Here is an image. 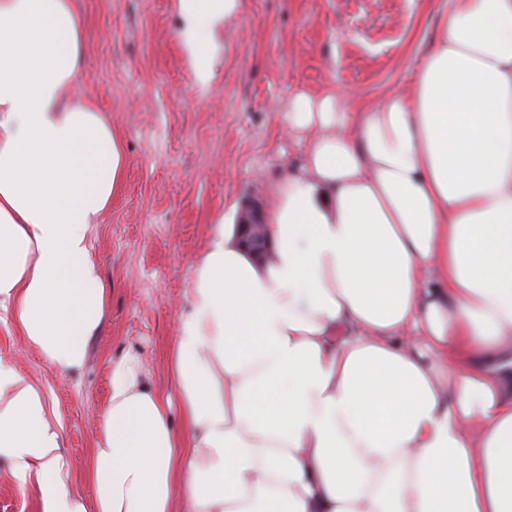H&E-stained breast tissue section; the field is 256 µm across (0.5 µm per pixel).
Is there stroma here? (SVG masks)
Masks as SVG:
<instances>
[{
	"instance_id": "1",
	"label": "stroma",
	"mask_w": 512,
	"mask_h": 512,
	"mask_svg": "<svg viewBox=\"0 0 512 512\" xmlns=\"http://www.w3.org/2000/svg\"><path fill=\"white\" fill-rule=\"evenodd\" d=\"M83 77L122 137L124 183L92 227L108 307L83 369L59 373L0 321V356L14 360L59 414L65 451L87 456L110 366L129 348L165 375L180 307L213 224L259 191L258 174L299 166L288 97L347 89L360 106L415 80L448 0H240L201 86L177 38L176 0H78Z\"/></svg>"
}]
</instances>
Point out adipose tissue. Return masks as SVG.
I'll list each match as a JSON object with an SVG mask.
<instances>
[{"mask_svg": "<svg viewBox=\"0 0 512 512\" xmlns=\"http://www.w3.org/2000/svg\"><path fill=\"white\" fill-rule=\"evenodd\" d=\"M239 3L177 0L197 83ZM83 52L73 0H0V314L62 373L105 318L91 226L125 170L66 96ZM289 110L307 138L264 181L272 256L214 224L172 392L138 352L113 361L80 462L0 360V459L41 512H512V0H448L411 91Z\"/></svg>", "mask_w": 512, "mask_h": 512, "instance_id": "obj_1", "label": "adipose tissue"}]
</instances>
